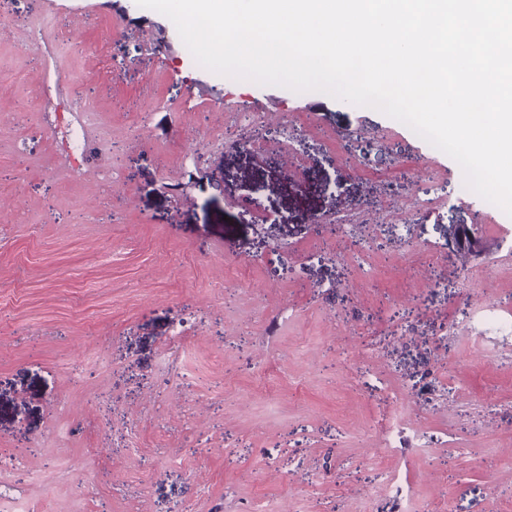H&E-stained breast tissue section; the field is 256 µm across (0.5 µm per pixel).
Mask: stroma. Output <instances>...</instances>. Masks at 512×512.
I'll use <instances>...</instances> for the list:
<instances>
[{
    "instance_id": "obj_1",
    "label": "stroma",
    "mask_w": 512,
    "mask_h": 512,
    "mask_svg": "<svg viewBox=\"0 0 512 512\" xmlns=\"http://www.w3.org/2000/svg\"><path fill=\"white\" fill-rule=\"evenodd\" d=\"M511 305L512 216L402 122L127 0L0 10V512H512ZM475 225H460L457 228L456 236L452 242V246L456 250L467 252L474 258H482L485 254V247L475 232Z\"/></svg>"
}]
</instances>
